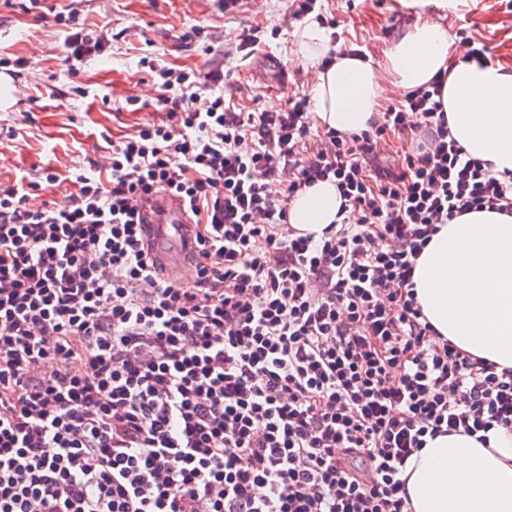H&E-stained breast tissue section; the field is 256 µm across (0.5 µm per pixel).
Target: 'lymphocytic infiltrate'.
I'll use <instances>...</instances> for the list:
<instances>
[{
    "instance_id": "f902f5d3",
    "label": "lymphocytic infiltrate",
    "mask_w": 512,
    "mask_h": 512,
    "mask_svg": "<svg viewBox=\"0 0 512 512\" xmlns=\"http://www.w3.org/2000/svg\"><path fill=\"white\" fill-rule=\"evenodd\" d=\"M71 29L63 63L98 55ZM290 14L331 31L321 61L366 57L325 0ZM160 121L92 173L0 181V512H408L403 474L427 438L512 430V369L439 337L415 296L439 225L512 216V172L451 136L437 72L368 130L199 88L223 61L151 67ZM333 181L339 223L288 222ZM69 186L32 206V192ZM194 220L193 277L150 258L141 199Z\"/></svg>"
}]
</instances>
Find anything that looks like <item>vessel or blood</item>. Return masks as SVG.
Listing matches in <instances>:
<instances>
[{
    "label": "vessel or blood",
    "mask_w": 512,
    "mask_h": 512,
    "mask_svg": "<svg viewBox=\"0 0 512 512\" xmlns=\"http://www.w3.org/2000/svg\"><path fill=\"white\" fill-rule=\"evenodd\" d=\"M140 212L148 226L151 256L172 281H180L194 248L191 219L184 201L159 192L144 198Z\"/></svg>",
    "instance_id": "1"
}]
</instances>
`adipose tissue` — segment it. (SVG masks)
<instances>
[{"label": "adipose tissue", "mask_w": 512, "mask_h": 512, "mask_svg": "<svg viewBox=\"0 0 512 512\" xmlns=\"http://www.w3.org/2000/svg\"><path fill=\"white\" fill-rule=\"evenodd\" d=\"M400 3L417 20L377 63L343 56L320 69L329 33L315 21L303 26L294 53L315 69L308 96L318 123L342 132L368 129L388 92L415 89L442 70L448 74L442 102L451 136L494 170H512V73L465 60L447 29L425 18L427 8L447 9L448 0ZM340 205L335 185L320 182L292 199L288 222L318 233L335 221ZM409 467V512H512V434L503 428L491 431L486 447L465 435L437 437Z\"/></svg>", "instance_id": "1"}]
</instances>
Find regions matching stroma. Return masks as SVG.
Returning <instances> with one entry per match:
<instances>
[{"instance_id": "obj_1", "label": "stroma", "mask_w": 512, "mask_h": 512, "mask_svg": "<svg viewBox=\"0 0 512 512\" xmlns=\"http://www.w3.org/2000/svg\"><path fill=\"white\" fill-rule=\"evenodd\" d=\"M67 0H46V12L24 11L22 0L0 4V57L22 59L21 97L11 110H0V168L38 173L49 156L73 173L103 158L106 138H120L139 123L158 120L156 112H131L128 96L153 100L156 91L141 57L158 66L204 67L210 53H223L228 75L222 92L233 102L276 109L289 93L306 90L308 65L293 47L301 28L289 15L288 0H243L239 12L223 14L216 0H88L79 21L87 33L106 35L104 53L79 63L78 73L64 70L58 57L67 32L55 26L52 8ZM345 37L383 56L397 33L415 22L398 0H334ZM449 33L477 29L486 38L491 63L512 71V0H456L452 10L430 12ZM276 29L265 36L255 57L234 51L244 26ZM76 86L86 95L73 94Z\"/></svg>"}]
</instances>
